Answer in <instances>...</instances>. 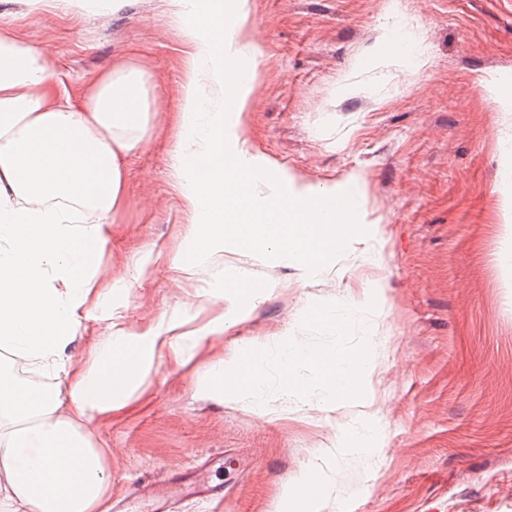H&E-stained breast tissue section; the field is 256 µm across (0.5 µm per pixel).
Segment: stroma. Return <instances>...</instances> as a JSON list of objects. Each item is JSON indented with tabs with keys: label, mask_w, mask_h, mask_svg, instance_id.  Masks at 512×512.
Wrapping results in <instances>:
<instances>
[{
	"label": "stroma",
	"mask_w": 512,
	"mask_h": 512,
	"mask_svg": "<svg viewBox=\"0 0 512 512\" xmlns=\"http://www.w3.org/2000/svg\"><path fill=\"white\" fill-rule=\"evenodd\" d=\"M251 77L241 119L270 167L316 188L357 181L385 261L343 260L317 280L251 254L218 252L175 271L183 199L168 165L195 18L177 0H0V23L46 50L70 91L123 62L146 70L157 110L128 156L118 222L102 259L115 281L71 350L84 358L109 324L142 332L159 320H209L203 290L233 268L270 282L259 304L225 295L245 317L211 339L222 353L294 336L365 355L368 412L318 401L282 408L250 395L198 393L194 368L155 361L145 392L93 423L111 448L112 496L172 479L177 512H278L288 483L314 473L324 512H512V275L497 257L512 187V0H248ZM405 46L385 48L397 27ZM376 316L335 332L305 320L336 300ZM377 430L372 471L336 487L343 431ZM204 465L220 502L187 495L180 477Z\"/></svg>",
	"instance_id": "obj_1"
}]
</instances>
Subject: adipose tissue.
Listing matches in <instances>:
<instances>
[{
	"label": "adipose tissue",
	"instance_id": "1",
	"mask_svg": "<svg viewBox=\"0 0 512 512\" xmlns=\"http://www.w3.org/2000/svg\"><path fill=\"white\" fill-rule=\"evenodd\" d=\"M196 16L171 169L191 216L184 259L216 247L248 251L317 277L332 257L373 237L357 181L313 189L272 170L240 128L248 88L225 74L240 53L247 0H188ZM231 15V33L222 29ZM154 84L119 64L72 97L46 52L0 25V348L18 362L61 375L35 388L0 371V512H109L111 451L89 426L135 401L155 358L198 364L206 390L228 396L265 386L298 399L307 386L293 366L315 367L326 404H363L367 358L283 338L212 358L211 336L230 314L187 327L159 321L146 332H106L86 358L68 350L83 314L112 294L99 269L122 202L124 160L144 144ZM344 196L348 205L329 209Z\"/></svg>",
	"mask_w": 512,
	"mask_h": 512
}]
</instances>
